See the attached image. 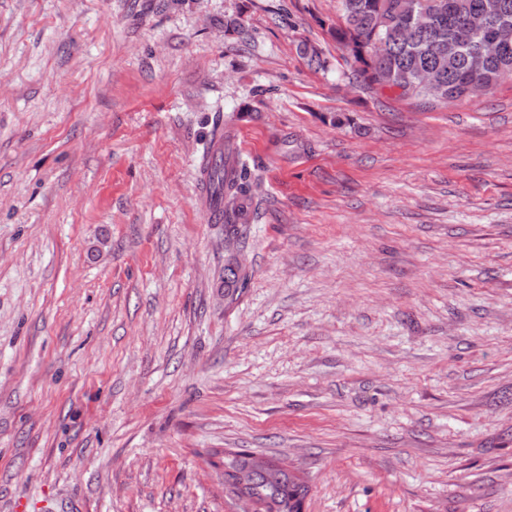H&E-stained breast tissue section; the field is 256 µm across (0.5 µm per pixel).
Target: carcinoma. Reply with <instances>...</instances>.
I'll list each match as a JSON object with an SVG mask.
<instances>
[{"mask_svg":"<svg viewBox=\"0 0 512 512\" xmlns=\"http://www.w3.org/2000/svg\"><path fill=\"white\" fill-rule=\"evenodd\" d=\"M408 0H340L341 22L329 29L357 65L356 79L373 89L380 78L393 76L392 84L404 88L400 96L426 103L464 99V86L483 81L489 89L512 80V48L497 59L478 52L479 37L463 25L461 13L495 6L493 16L512 22V0H414L415 14L407 11ZM457 42L462 52L448 57V43ZM309 65L326 70L328 61L306 41L298 45ZM436 70L442 78L440 92L407 88L404 78L420 71ZM214 189L224 205V239L245 243V231L257 218V182L249 166L233 151L224 136V171H215ZM248 281V274L231 264L224 266L226 296L234 298ZM251 452L238 449L224 453V488L234 486L235 473L250 461ZM245 494L264 505L266 512H303L308 495L305 481L273 461L254 473Z\"/></svg>","mask_w":512,"mask_h":512,"instance_id":"obj_1","label":"carcinoma"}]
</instances>
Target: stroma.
<instances>
[{"mask_svg":"<svg viewBox=\"0 0 512 512\" xmlns=\"http://www.w3.org/2000/svg\"><path fill=\"white\" fill-rule=\"evenodd\" d=\"M337 7L0 0V512H234L237 448L305 512H512V81L366 89ZM218 112L258 177L232 302ZM198 185L199 198L208 214L209 220L210 217L213 220H218L221 217V203L219 199L214 194H212L210 169L207 167L204 169V163L200 165L199 168Z\"/></svg>","mask_w":512,"mask_h":512,"instance_id":"35a3bbf8","label":"stroma"}]
</instances>
